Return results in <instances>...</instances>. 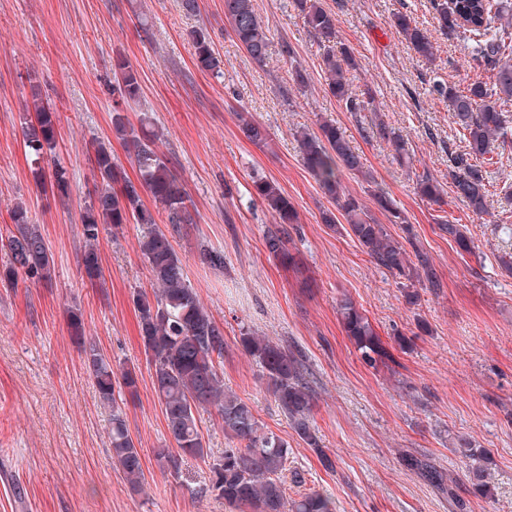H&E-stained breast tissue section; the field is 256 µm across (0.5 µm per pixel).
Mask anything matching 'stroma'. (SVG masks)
Listing matches in <instances>:
<instances>
[{
  "label": "stroma",
  "mask_w": 512,
  "mask_h": 512,
  "mask_svg": "<svg viewBox=\"0 0 512 512\" xmlns=\"http://www.w3.org/2000/svg\"><path fill=\"white\" fill-rule=\"evenodd\" d=\"M270 29V55L257 64L224 25V0H198L186 15L179 0H0V265L8 259L11 210L21 204L40 224L55 262L51 284L19 280L0 286V512H226L209 490L207 464L188 459L180 477L157 465L153 451L172 447L139 338L132 296L152 277L139 251L143 228L125 224L99 238L103 286L86 281L80 220L94 193L93 145L110 143L127 175L125 147L112 138V59L137 70L148 113L163 133L160 150L182 181L193 222L172 244L203 305L224 328V385L247 400L265 430L290 448L287 495L317 490L336 512H457L446 495L421 479L404 454L425 456L457 480L467 512H512V274L499 256L512 251V149L482 171L490 183L488 214L475 217L456 199L448 150L460 146L433 80L463 87L477 79L462 44L433 29L430 0H323L338 19V35L355 56L353 91L370 89L390 126L408 143L399 162L390 145L367 136L372 115L351 114L327 93L313 38L297 0H254ZM410 14L439 46L435 61L411 51L391 26ZM208 34L219 72L196 67L191 31ZM290 45L294 57L283 56ZM299 61L305 88L289 68ZM57 115L56 160L70 189L59 197L37 186L26 156L21 121L32 88ZM268 131L265 147L243 136L237 112ZM341 128L364 157L373 186L344 177L378 223L399 236L411 226L444 286L421 290L408 303L391 275L379 269L343 228L322 214L335 211L304 169L295 132L322 122ZM436 178L443 202L415 191L417 176ZM275 181L300 218L294 237L311 277L302 287L292 270L269 256L264 233L273 216L257 198L254 177ZM388 192L407 219L388 224L370 190ZM465 225L477 254H457L436 222ZM221 249L224 265L200 264V245ZM350 297L386 345L412 339L393 362L365 366L336 310ZM80 312L114 368L133 367L139 395L126 408L141 448L143 493H133L113 462L110 416L72 341L70 312ZM428 326L416 331L418 322ZM252 330L301 355L315 391L312 424L335 463L327 470L301 441L267 391L255 359L239 344ZM467 438L484 449L493 494H474L459 448Z\"/></svg>",
  "instance_id": "obj_1"
}]
</instances>
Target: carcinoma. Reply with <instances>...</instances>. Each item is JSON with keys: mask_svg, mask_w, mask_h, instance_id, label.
Segmentation results:
<instances>
[{"mask_svg": "<svg viewBox=\"0 0 512 512\" xmlns=\"http://www.w3.org/2000/svg\"><path fill=\"white\" fill-rule=\"evenodd\" d=\"M431 8L441 35L462 42L472 60L489 73V81L477 79L464 89L440 79L431 86L432 94L448 104L465 143L463 150L448 154V178L456 198L480 217L487 213L490 191L489 182L475 161L490 163L495 150L512 144V3L431 0ZM298 9L317 47L328 93L348 112L376 111L370 89L359 94L352 91L356 63L338 40L336 14L326 9L321 0H298ZM224 20L248 56L257 63L264 62L271 44L270 31L253 0H224ZM391 22L415 54L428 62L436 59L438 46L410 15L398 11ZM191 37L196 66L205 71L217 70L220 61L207 36L194 31ZM112 74V134L126 148L137 178L130 179L115 162L109 145L97 144L96 192L81 224L85 242L81 265L90 285L104 280L97 249L101 227L119 228L130 222L146 227L139 249L152 274L153 288L150 292H136L133 304L153 389L174 442L172 448L154 450L158 466L178 477L184 460L211 458L201 434L199 413L213 409L221 418L227 439L242 443L240 447L224 449L223 455L211 465V492L224 500L229 512H336V502L319 491L307 492L298 499L288 498L284 480L290 454L288 442L264 430L252 406L224 388V327L201 303L170 238L158 228L154 216L156 212L164 214L171 233L180 234L193 223L189 196L160 151L159 137L150 120L142 118L136 125L127 115L128 108L141 98L137 70L126 58L118 56L112 60ZM25 111L34 113L24 117L22 137L36 178L52 193L65 196L69 192L66 171L52 162L57 138L55 112L38 97L25 106ZM239 121V128L249 142L259 148L267 143L269 134L264 126L245 113L239 114ZM370 130L393 148L398 159H404L406 143L387 122L377 116ZM296 137L303 167L324 196L337 205L348 224L349 235L376 266L396 280L408 302L418 300L420 288L438 293L443 288L442 280L427 253L411 237L402 242L393 236L386 225L368 214L360 199L346 190L342 172L360 176L368 184L372 177L364 158L352 149L341 129L326 122L319 126V131L301 129ZM254 188L258 199L275 215L276 224L264 235L269 256L293 271H300L293 250V234L299 224L296 208L272 180L258 178ZM415 189L429 202L441 201V185L428 175L417 177ZM145 194L151 196L154 208L145 206ZM372 196L390 223H406V217L388 194L378 191ZM12 219L15 232L8 237V261L0 267V285L12 286L20 277L35 283L51 281L54 260L40 225L31 223L28 210L22 205L14 208ZM438 230L454 242L460 256L476 253L474 240L462 225L446 220L438 224ZM198 260L204 266L221 267L224 253L202 245ZM337 310L345 335L365 365L376 369L393 360L375 326L349 297L339 300ZM69 327L99 400L110 411L112 459L130 488L140 491L145 481L143 459L129 432L125 412L128 401L138 397L136 369L115 371L97 341L85 336L79 313L71 312ZM239 342L260 365L267 389L293 431L309 447L317 449L326 469H334L331 458L319 448L311 427L314 390L301 359L254 332L241 334ZM459 447L469 459L467 477L474 493L491 496L483 450L473 447L469 440L461 441ZM404 461L437 490L448 494L458 509H464L465 503L456 497L453 488L455 478L412 455L405 456Z\"/></svg>", "mask_w": 512, "mask_h": 512, "instance_id": "carcinoma-1", "label": "carcinoma"}]
</instances>
